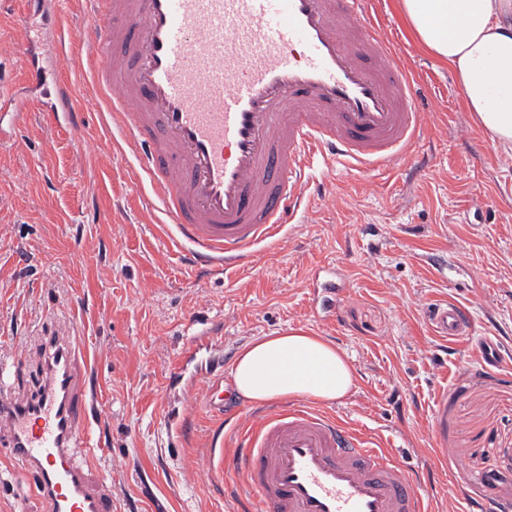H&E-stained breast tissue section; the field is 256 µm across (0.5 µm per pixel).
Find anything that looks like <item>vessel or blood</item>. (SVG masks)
I'll return each mask as SVG.
<instances>
[{
  "label": "vessel or blood",
  "instance_id": "1",
  "mask_svg": "<svg viewBox=\"0 0 512 512\" xmlns=\"http://www.w3.org/2000/svg\"><path fill=\"white\" fill-rule=\"evenodd\" d=\"M88 2L81 54L94 88L189 264L221 274L254 263L308 211L315 168L383 170L425 138L421 85L371 0ZM18 33L29 83L0 89V142L25 131L27 106L79 129L69 57L55 55L59 86L43 101L34 43ZM316 292L323 312H338L335 279L317 277ZM427 321L456 344L473 332L452 302ZM40 343L35 393L0 359V445L46 512H112L109 488L87 478L89 360L74 337ZM207 376L211 473L235 512H427L419 473L334 413L298 402L243 420L224 410L223 370Z\"/></svg>",
  "mask_w": 512,
  "mask_h": 512
}]
</instances>
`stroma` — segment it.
<instances>
[{"label": "stroma", "instance_id": "obj_1", "mask_svg": "<svg viewBox=\"0 0 512 512\" xmlns=\"http://www.w3.org/2000/svg\"><path fill=\"white\" fill-rule=\"evenodd\" d=\"M26 18L25 0H0V72L22 86L16 23L46 57L63 37L68 76L86 114L81 130L32 112L23 137L0 143V356L20 363L35 391V345L55 328L75 336L92 364L98 450L91 484L112 491V512H233L208 472L203 373L223 359L225 387L250 340L305 328L341 347L357 387L330 408L421 474L432 512H472L493 494L512 502V148L494 143L463 106L448 68L415 42L396 0L374 5L420 78L430 159L363 173L316 170L326 190L287 225L259 264L222 278L196 276L153 223L145 182L115 140L80 54L83 0ZM335 270L347 291L336 319L316 317L308 279ZM462 304L475 338L454 345L425 321L433 303ZM222 330L185 377L168 387L201 324ZM498 342L482 365L480 338ZM188 406L177 432L170 412ZM442 432L432 439L433 419ZM0 512H43L18 475L0 483Z\"/></svg>", "mask_w": 512, "mask_h": 512}]
</instances>
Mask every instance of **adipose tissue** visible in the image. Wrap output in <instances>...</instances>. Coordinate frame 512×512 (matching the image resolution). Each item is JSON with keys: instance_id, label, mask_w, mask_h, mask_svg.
Instances as JSON below:
<instances>
[{"instance_id": "1", "label": "adipose tissue", "mask_w": 512, "mask_h": 512, "mask_svg": "<svg viewBox=\"0 0 512 512\" xmlns=\"http://www.w3.org/2000/svg\"><path fill=\"white\" fill-rule=\"evenodd\" d=\"M397 7L419 45L456 74L466 111L493 142L512 145V0H397ZM232 375L241 398L261 403L333 402L356 386L345 352L300 329L248 342Z\"/></svg>"}]
</instances>
